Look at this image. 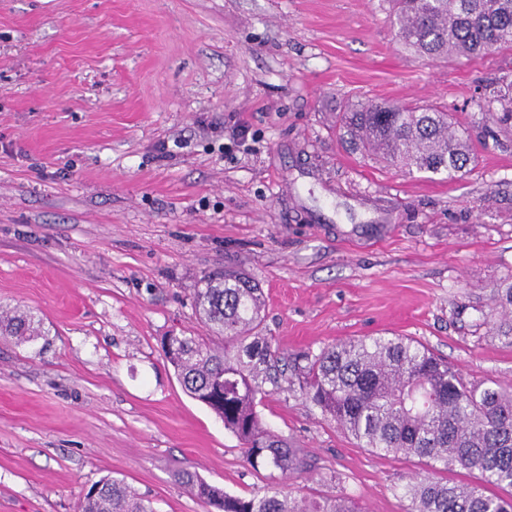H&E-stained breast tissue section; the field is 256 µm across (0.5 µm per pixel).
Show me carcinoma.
Segmentation results:
<instances>
[{"label":"carcinoma","instance_id":"carcinoma-1","mask_svg":"<svg viewBox=\"0 0 512 512\" xmlns=\"http://www.w3.org/2000/svg\"><path fill=\"white\" fill-rule=\"evenodd\" d=\"M396 38L432 59H468L512 49V0H390ZM512 120V80L492 92ZM342 137L404 172H445L453 178L471 161L465 129L448 113L400 103L364 104L343 113ZM491 311L512 313V276L491 289ZM262 291L234 268L204 277L195 308L210 335L164 336L161 347L184 389L207 405L243 445L255 470L281 482L250 497L232 495L185 470L182 480L217 512H360L345 494L297 496L287 481L304 466L300 449L268 429L257 407L288 372V356L261 335ZM0 334L18 342L42 335L21 311L0 314ZM297 366L306 398L362 448L426 460L436 472H478L464 483L415 476L404 487L407 512H512V385L465 383L447 361L403 336L336 343ZM77 512H155L122 478L91 486Z\"/></svg>","mask_w":512,"mask_h":512}]
</instances>
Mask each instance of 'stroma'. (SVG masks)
Here are the masks:
<instances>
[{"mask_svg": "<svg viewBox=\"0 0 512 512\" xmlns=\"http://www.w3.org/2000/svg\"><path fill=\"white\" fill-rule=\"evenodd\" d=\"M502 77L512 50H405L387 0H0V307L44 331L0 335V512H76L108 476L156 512H213L184 469L242 497L278 481L161 350L202 333L194 290L228 266L289 357L393 334L466 382H512L484 323L512 275V130L478 106ZM381 102L452 114L465 174L343 147L339 112ZM258 410L302 449L301 493L405 512L427 472L359 447L296 373Z\"/></svg>", "mask_w": 512, "mask_h": 512, "instance_id": "obj_1", "label": "stroma"}]
</instances>
